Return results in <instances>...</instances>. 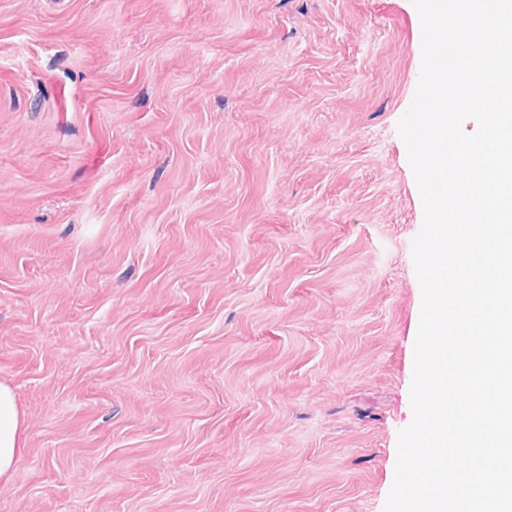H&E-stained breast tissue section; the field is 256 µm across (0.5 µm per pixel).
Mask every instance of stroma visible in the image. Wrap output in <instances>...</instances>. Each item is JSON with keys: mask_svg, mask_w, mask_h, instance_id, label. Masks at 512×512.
I'll return each instance as SVG.
<instances>
[{"mask_svg": "<svg viewBox=\"0 0 512 512\" xmlns=\"http://www.w3.org/2000/svg\"><path fill=\"white\" fill-rule=\"evenodd\" d=\"M421 64L412 0H0V512H383ZM25 419L13 389L0 381V481H8L25 448Z\"/></svg>", "mask_w": 512, "mask_h": 512, "instance_id": "stroma-1", "label": "stroma"}]
</instances>
